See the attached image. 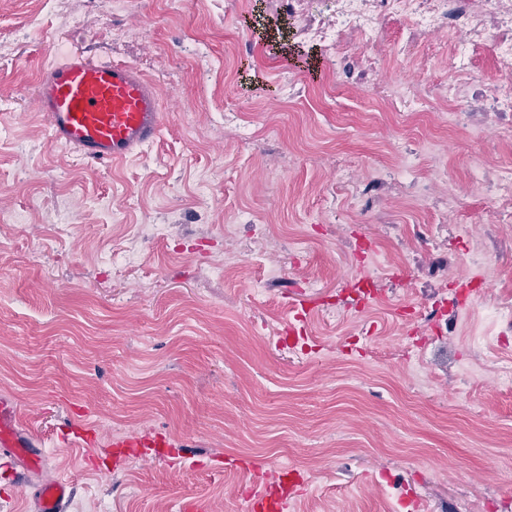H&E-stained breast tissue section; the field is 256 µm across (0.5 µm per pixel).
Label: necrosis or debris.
Wrapping results in <instances>:
<instances>
[{"label":"necrosis or debris","mask_w":512,"mask_h":512,"mask_svg":"<svg viewBox=\"0 0 512 512\" xmlns=\"http://www.w3.org/2000/svg\"><path fill=\"white\" fill-rule=\"evenodd\" d=\"M310 0H281L289 14L302 17L301 36L318 45L329 62L343 63L345 44L355 39L367 48L380 42L382 24L399 19L408 34L400 42L409 49L419 39L442 35L443 46L453 65V76L433 87L417 82H397L386 89L389 99L400 102L410 112L423 111L432 95L454 103V121H461L457 104L473 100L474 111L512 113V0H336L331 22L307 19ZM494 60L490 82L471 80L469 71L479 51ZM474 184L490 182L491 210L502 222H512V169L489 172L481 157L471 161Z\"/></svg>","instance_id":"obj_1"}]
</instances>
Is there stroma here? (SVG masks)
<instances>
[{"label":"stroma","mask_w":512,"mask_h":512,"mask_svg":"<svg viewBox=\"0 0 512 512\" xmlns=\"http://www.w3.org/2000/svg\"><path fill=\"white\" fill-rule=\"evenodd\" d=\"M301 25L277 0H119L109 15L0 0V395L46 477L73 484L67 512H184L195 497L243 512L249 483L286 467L303 488L287 512H512V322L495 315L512 304V224L468 177L477 155L512 166V140L493 116L476 140L439 100L406 112L372 96ZM198 41L210 57L191 55ZM73 50L157 85L152 147L103 168L51 143L30 101ZM450 73L429 41L369 85ZM433 140L448 185L420 200L398 155L429 170ZM452 190L464 210L449 212ZM138 224L167 232L118 274ZM373 268L363 306L345 283ZM472 275L478 292L454 305ZM303 299L310 332L294 336ZM73 425L99 443L63 444Z\"/></svg>","instance_id":"stroma-1"}]
</instances>
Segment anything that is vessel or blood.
Instances as JSON below:
<instances>
[{"label": "vessel or blood", "instance_id": "vessel-or-blood-1", "mask_svg": "<svg viewBox=\"0 0 512 512\" xmlns=\"http://www.w3.org/2000/svg\"><path fill=\"white\" fill-rule=\"evenodd\" d=\"M34 105L53 144L75 150L89 163L109 166L153 145L163 126L156 85L132 65L98 61L72 52L39 77ZM0 455L17 465V488L45 465V456L27 435L22 413L10 398L0 399ZM69 483L52 480L34 491L35 512H65ZM292 489L263 482L249 487L244 512H285Z\"/></svg>", "mask_w": 512, "mask_h": 512}]
</instances>
